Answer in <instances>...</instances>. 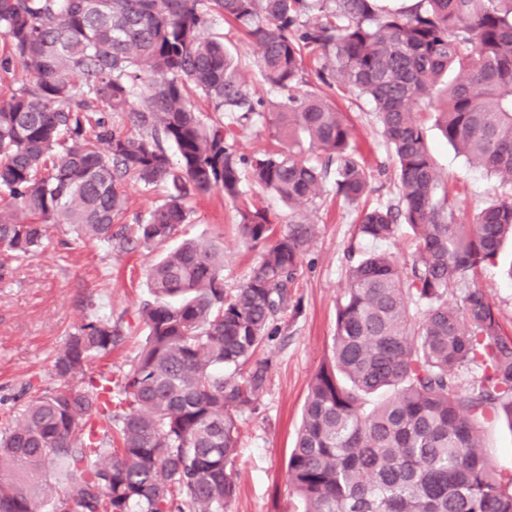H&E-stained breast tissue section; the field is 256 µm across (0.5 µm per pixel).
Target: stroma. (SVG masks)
I'll return each instance as SVG.
<instances>
[{
	"mask_svg": "<svg viewBox=\"0 0 512 512\" xmlns=\"http://www.w3.org/2000/svg\"><path fill=\"white\" fill-rule=\"evenodd\" d=\"M337 107L353 129L354 144L373 177L367 201L387 203L397 196L395 165L375 118L374 106L349 91L335 95ZM426 137L434 160L448 177L460 221H468L499 193L497 180L469 164L435 127ZM304 216L316 224V236L301 258L295 294L298 316L286 317L264 351L269 360L266 390L258 409L240 419L237 448L239 492L230 512H300L288 486V454L301 423L308 385L331 355L336 305L347 285L348 245L357 254L387 251L408 256L409 230L391 241L353 240L357 213L332 199ZM184 236L224 245V286L234 291L260 256L236 229L231 201L215 193L194 206ZM159 248L137 246L119 252L103 242L79 237L67 224L49 227L41 247L18 254L0 248V427L7 426L31 397L55 387L57 354L79 326L97 318L117 323L123 339L108 363L120 377L137 358L147 335L139 309L149 298L146 272ZM512 262L505 245L500 263L481 270L478 284L493 303L505 332L512 334V281L501 267ZM483 452L495 467L512 473V429L492 422L483 427Z\"/></svg>",
	"mask_w": 512,
	"mask_h": 512,
	"instance_id": "obj_1",
	"label": "stroma"
}]
</instances>
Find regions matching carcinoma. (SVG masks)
I'll list each match as a JSON object with an SVG mask.
<instances>
[{
	"label": "carcinoma",
	"instance_id": "obj_1",
	"mask_svg": "<svg viewBox=\"0 0 512 512\" xmlns=\"http://www.w3.org/2000/svg\"><path fill=\"white\" fill-rule=\"evenodd\" d=\"M0 0V70L32 76L0 96V246L29 253L47 225L71 224L119 251L159 246L212 192L245 180L288 206L333 194L348 204L370 173L336 109V91L374 104L396 164L398 202L364 209L363 239L411 231L409 262L349 255L332 355L313 377L288 456L302 512H512V475L480 448L483 425L512 426V336L479 272L512 240V0ZM250 43L276 110L211 33L217 19ZM320 92L303 91L304 61ZM268 126L272 147L237 153L231 126ZM468 163L509 193L458 221L422 114ZM125 115L137 132L116 124ZM316 157L299 150L302 142ZM163 183L165 200L124 223V186ZM263 253L224 290V248L185 239L149 270L148 329L118 379L88 372L118 345L110 320L81 325L54 361L59 383L0 432V512H228L237 495L240 416L266 386L260 350L298 313L293 288L316 225L237 209ZM463 291L448 302V291ZM472 369L479 376L462 383ZM79 377L84 387L71 385ZM385 398L369 405L368 398ZM64 493L37 500L30 478Z\"/></svg>",
	"mask_w": 512,
	"mask_h": 512
}]
</instances>
